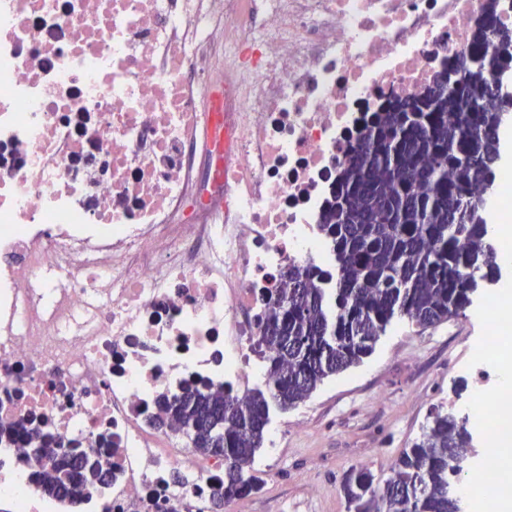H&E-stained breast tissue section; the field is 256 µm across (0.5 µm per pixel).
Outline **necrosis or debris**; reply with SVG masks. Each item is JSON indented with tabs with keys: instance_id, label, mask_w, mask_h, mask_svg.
<instances>
[{
	"instance_id": "1",
	"label": "necrosis or debris",
	"mask_w": 512,
	"mask_h": 512,
	"mask_svg": "<svg viewBox=\"0 0 512 512\" xmlns=\"http://www.w3.org/2000/svg\"><path fill=\"white\" fill-rule=\"evenodd\" d=\"M488 15L512 28V0H0V422L105 447L112 472L82 505L36 504L17 440L16 512H207L224 461L156 426L159 397L266 379L269 297L288 268H336L322 222L364 114L423 94ZM497 185L512 255V168ZM482 315L467 410L507 448L511 280ZM469 487L496 512L512 466L483 460Z\"/></svg>"
}]
</instances>
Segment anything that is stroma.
<instances>
[{
	"instance_id": "35a3bbf8",
	"label": "stroma",
	"mask_w": 512,
	"mask_h": 512,
	"mask_svg": "<svg viewBox=\"0 0 512 512\" xmlns=\"http://www.w3.org/2000/svg\"><path fill=\"white\" fill-rule=\"evenodd\" d=\"M483 334L475 306L427 330L394 319L360 364L293 408H271L254 461L263 485L223 512H349L344 484L352 470L383 482L434 407L471 401L472 357Z\"/></svg>"
}]
</instances>
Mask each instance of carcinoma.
Segmentation results:
<instances>
[{
  "instance_id": "carcinoma-1",
  "label": "carcinoma",
  "mask_w": 512,
  "mask_h": 512,
  "mask_svg": "<svg viewBox=\"0 0 512 512\" xmlns=\"http://www.w3.org/2000/svg\"><path fill=\"white\" fill-rule=\"evenodd\" d=\"M474 47L457 56L484 60L461 85L387 105L366 119L328 203L324 228L336 250L334 287L300 269L293 287L270 296L257 340L267 369L264 388L243 396L203 386L161 397L168 419L196 452L224 458V485L213 503L261 486L254 473L270 405L286 410L324 379L360 363L387 325L403 317L423 329L464 313L480 285L498 277L497 248L472 187L494 185L505 152L500 128L512 95L490 91L495 71L512 72V29L477 25ZM20 437L37 462L41 493L78 503L110 485L96 448L61 453L50 436L19 421L0 426V441ZM474 436L464 415L432 413L427 430L394 460L383 485L370 471L345 483L352 512H461L450 465L469 459Z\"/></svg>"
}]
</instances>
